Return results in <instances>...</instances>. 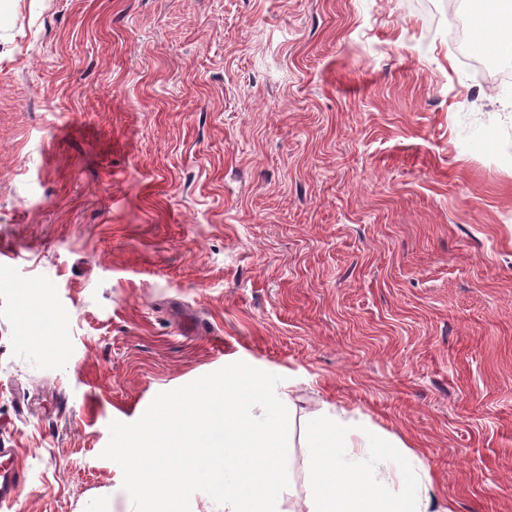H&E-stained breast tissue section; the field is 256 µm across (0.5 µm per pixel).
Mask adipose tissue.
Segmentation results:
<instances>
[{"mask_svg": "<svg viewBox=\"0 0 512 512\" xmlns=\"http://www.w3.org/2000/svg\"><path fill=\"white\" fill-rule=\"evenodd\" d=\"M503 0H471L475 30L491 45L512 50V9ZM311 494L307 512H446L420 456L398 438L347 419L330 403L305 417Z\"/></svg>", "mask_w": 512, "mask_h": 512, "instance_id": "adipose-tissue-1", "label": "adipose tissue"}]
</instances>
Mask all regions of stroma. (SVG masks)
I'll return each mask as SVG.
<instances>
[{"label": "stroma", "instance_id": "stroma-1", "mask_svg": "<svg viewBox=\"0 0 512 512\" xmlns=\"http://www.w3.org/2000/svg\"><path fill=\"white\" fill-rule=\"evenodd\" d=\"M452 2L0 0V512H134L109 423L239 360L512 512V80ZM9 455L5 460L3 458ZM23 473L12 462V453L0 448V504L9 505L15 500L16 489L23 482Z\"/></svg>", "mask_w": 512, "mask_h": 512}]
</instances>
